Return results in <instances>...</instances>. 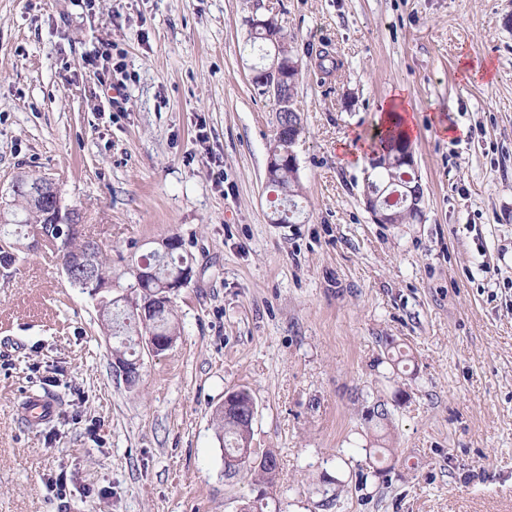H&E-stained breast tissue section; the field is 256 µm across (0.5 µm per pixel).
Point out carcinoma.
I'll use <instances>...</instances> for the list:
<instances>
[{
    "instance_id": "carcinoma-1",
    "label": "carcinoma",
    "mask_w": 512,
    "mask_h": 512,
    "mask_svg": "<svg viewBox=\"0 0 512 512\" xmlns=\"http://www.w3.org/2000/svg\"><path fill=\"white\" fill-rule=\"evenodd\" d=\"M272 111L277 113V124L274 129L273 139L278 141V148L288 149V141L302 133L300 117L296 112H280L277 105H272ZM410 148L408 139L403 135L399 126L386 129L371 137V164L372 173L368 179V187L380 188L383 194L391 191L402 193L405 185L416 184L419 176L403 161L406 151ZM267 182L277 193L279 210L278 217L281 223H294L298 212L296 197L300 196V186L296 178V169L288 164L280 165L268 170ZM48 203L41 202L37 205L30 203L24 190H12L11 199L4 201L3 214L7 218L0 220V227L13 224L26 228V233L42 232L48 245L58 252L77 247L76 232L62 224L47 223L45 214ZM388 213L393 215L395 224H413L418 217L409 209L408 204L395 201L391 204ZM18 234V231H3L0 240L6 245L0 247V265L6 267L15 262L13 246L8 244L10 236ZM156 267L153 280L148 284V289L163 291L169 277L184 267L191 266L188 254L181 249L166 256H157L151 260ZM114 311L117 318L103 325L107 334L112 336V350L123 354L127 359L136 358V340L144 335L147 329L157 330L160 334L180 333L179 323L173 316L172 308L165 307L161 310V316L153 318V324L145 326L139 316L130 310L116 305ZM253 404V397L245 389L233 392V399L228 402V407L216 412L217 425L222 431L224 441V469L229 474L240 470L253 472L254 481L263 486L260 498H265L267 490L274 487L279 475L280 463L273 450H267L261 456L244 455L245 445L251 440L252 422L245 415L238 413V409Z\"/></svg>"
}]
</instances>
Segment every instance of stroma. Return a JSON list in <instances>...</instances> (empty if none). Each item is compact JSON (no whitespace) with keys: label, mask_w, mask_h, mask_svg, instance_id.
Wrapping results in <instances>:
<instances>
[{"label":"stroma","mask_w":512,"mask_h":512,"mask_svg":"<svg viewBox=\"0 0 512 512\" xmlns=\"http://www.w3.org/2000/svg\"><path fill=\"white\" fill-rule=\"evenodd\" d=\"M255 16L302 62L294 224L273 220ZM107 44L119 112L83 66ZM398 97L423 215L377 224L341 147ZM19 175L111 250L113 293L172 235L193 276L130 389L59 255L0 268V512H243L258 488L225 477L214 419L239 389L280 462L263 512H512V0H0V196ZM30 391L57 403L36 428Z\"/></svg>","instance_id":"stroma-1"}]
</instances>
